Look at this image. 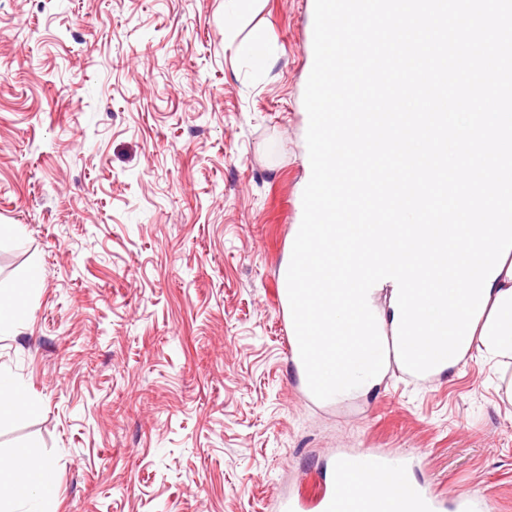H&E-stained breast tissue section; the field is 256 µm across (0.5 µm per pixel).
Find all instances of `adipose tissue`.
Here are the masks:
<instances>
[{
  "label": "adipose tissue",
  "mask_w": 512,
  "mask_h": 512,
  "mask_svg": "<svg viewBox=\"0 0 512 512\" xmlns=\"http://www.w3.org/2000/svg\"><path fill=\"white\" fill-rule=\"evenodd\" d=\"M472 351L490 360H512V261H506L492 283L486 309L479 320ZM58 485L51 463L32 455L28 446L0 456V512L38 502L41 512H53Z\"/></svg>",
  "instance_id": "ef3b65f1"
}]
</instances>
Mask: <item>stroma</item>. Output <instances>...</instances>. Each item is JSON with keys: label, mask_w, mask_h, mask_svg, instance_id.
Segmentation results:
<instances>
[{"label": "stroma", "mask_w": 512, "mask_h": 512, "mask_svg": "<svg viewBox=\"0 0 512 512\" xmlns=\"http://www.w3.org/2000/svg\"><path fill=\"white\" fill-rule=\"evenodd\" d=\"M314 0H0V290L42 285L0 420L55 469L54 512H275L337 453L397 448L512 512V369L293 384L280 270L311 168ZM35 405L30 402L22 385L0 372V418L16 412H33Z\"/></svg>", "instance_id": "35a3bbf8"}]
</instances>
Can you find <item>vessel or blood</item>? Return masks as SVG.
Returning <instances> with one entry per match:
<instances>
[{
  "label": "vessel or blood",
  "mask_w": 512,
  "mask_h": 512,
  "mask_svg": "<svg viewBox=\"0 0 512 512\" xmlns=\"http://www.w3.org/2000/svg\"><path fill=\"white\" fill-rule=\"evenodd\" d=\"M279 512H489L487 499L462 490L446 497L432 484L413 479L395 448L341 454L333 480L283 498Z\"/></svg>",
  "instance_id": "vessel-or-blood-1"
}]
</instances>
